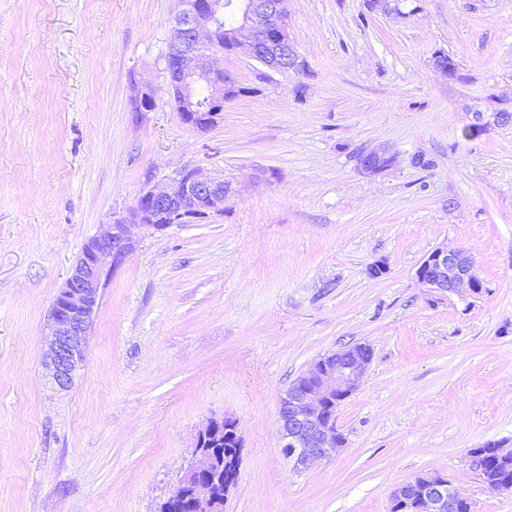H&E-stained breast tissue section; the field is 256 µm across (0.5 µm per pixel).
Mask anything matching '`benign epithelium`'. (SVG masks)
Segmentation results:
<instances>
[{
  "mask_svg": "<svg viewBox=\"0 0 512 512\" xmlns=\"http://www.w3.org/2000/svg\"><path fill=\"white\" fill-rule=\"evenodd\" d=\"M282 0H232L236 25L218 23L222 0H178L171 34L165 51L167 88L184 123L206 130L221 119L224 99L239 88L235 73L217 64L224 54L219 41L248 55L276 72H298L305 61L288 33ZM138 112H151L157 105V92L144 84L131 100ZM392 162L384 150H371L358 156V164L369 174L387 169ZM228 186L224 180L202 168L184 167L168 177L160 187L145 191L128 217L118 218L100 235L90 238L70 267L49 309L44 353L51 378L61 389L72 386L86 360L101 289L111 272L133 250L129 222H137L155 232L173 224L204 222L224 212ZM416 276L425 286L440 294L481 293L482 283L474 263L464 252L437 247L421 261ZM336 362L330 353L318 359L296 378L279 398L277 423L281 451L293 460L297 471L324 458L342 446L336 429V410L358 387L371 363L369 347L348 349ZM224 440V493H229L237 476L242 437L239 423L231 417L209 421L197 434L194 453L197 462L185 472L179 487L168 498L175 504L181 488L192 490L189 512H214L212 488L217 481L216 459L204 448L211 440ZM452 483L439 474L418 476L392 492L390 512H454Z\"/></svg>",
  "mask_w": 512,
  "mask_h": 512,
  "instance_id": "1",
  "label": "benign epithelium"
}]
</instances>
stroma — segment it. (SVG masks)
<instances>
[{"label":"stroma","instance_id":"obj_1","mask_svg":"<svg viewBox=\"0 0 512 512\" xmlns=\"http://www.w3.org/2000/svg\"><path fill=\"white\" fill-rule=\"evenodd\" d=\"M396 6L286 0L305 70L225 55L250 93L199 131L166 88L177 0H0V512H159L226 416L243 450L224 512H389L436 472L472 512H512L468 458L512 449V122L494 120L512 113V0ZM146 81L158 104L132 111ZM372 149L390 169L360 168ZM183 167L224 179L223 215L131 226L58 390L44 331L70 265ZM441 245L472 258L479 295L419 283ZM359 343L373 359L336 412L346 442L295 471L279 398ZM391 162L392 156L384 150L362 152L358 156L360 168L369 174H377L384 171L391 165Z\"/></svg>","mask_w":512,"mask_h":512}]
</instances>
